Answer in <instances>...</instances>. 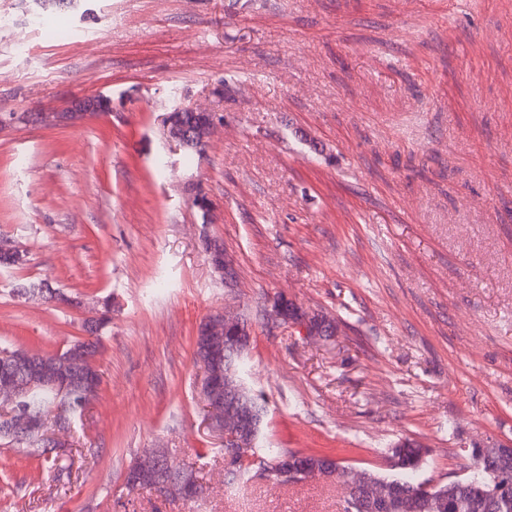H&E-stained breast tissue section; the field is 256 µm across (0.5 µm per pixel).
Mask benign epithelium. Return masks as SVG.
Listing matches in <instances>:
<instances>
[{"label":"benign epithelium","mask_w":512,"mask_h":512,"mask_svg":"<svg viewBox=\"0 0 512 512\" xmlns=\"http://www.w3.org/2000/svg\"><path fill=\"white\" fill-rule=\"evenodd\" d=\"M99 111L97 98L84 99L75 103L71 111L53 115L52 121L74 123ZM210 253L217 271L227 272V280H232V266L224 259L222 248L214 245ZM237 325L236 317L217 311L200 324L195 336L196 360L203 370L198 395L204 404L210 430L224 442L225 462L230 471L234 468L232 460L244 454L253 425L251 416L231 400L232 395L246 389L244 382H239L233 388L216 379L222 368L225 343L231 340L240 345L246 340V337L238 334ZM97 357L98 349L90 346L86 338L70 345L65 354H59L52 360L35 358L22 349L11 354L9 365L0 368V414L10 419L11 433L35 437L49 448L70 447L67 440L60 437V428L51 429L46 426L42 416L19 412L16 406L37 390L59 389L68 385L77 386L83 402H89L99 389ZM330 462L331 459H326V464L320 469L285 467L279 472V478L294 482L310 481L334 470ZM144 483L152 485L164 499L188 502L200 496L194 472L174 468L159 450L140 457L136 471L131 475L125 474V484L131 488ZM365 497L370 504V512H404V504L391 500L384 488L367 486Z\"/></svg>","instance_id":"1"}]
</instances>
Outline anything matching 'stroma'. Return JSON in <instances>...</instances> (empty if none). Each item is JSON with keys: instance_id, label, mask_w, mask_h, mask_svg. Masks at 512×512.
Segmentation results:
<instances>
[{"instance_id": "obj_1", "label": "stroma", "mask_w": 512, "mask_h": 512, "mask_svg": "<svg viewBox=\"0 0 512 512\" xmlns=\"http://www.w3.org/2000/svg\"><path fill=\"white\" fill-rule=\"evenodd\" d=\"M97 95L111 115L33 118ZM178 103L224 115L202 154L163 135ZM0 241L25 256L0 268V347L107 321L70 478L0 442V512H341L332 479L227 484L194 356L224 309L272 447L383 473L410 440L418 480L463 479L467 449L512 448V0H0ZM279 295L333 335L268 320ZM154 448L202 501L126 488Z\"/></svg>"}]
</instances>
